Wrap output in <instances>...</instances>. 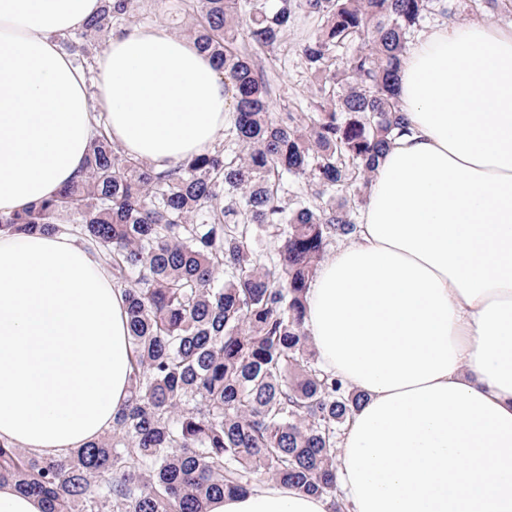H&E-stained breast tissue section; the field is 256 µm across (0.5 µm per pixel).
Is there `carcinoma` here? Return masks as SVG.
I'll list each match as a JSON object with an SVG mask.
<instances>
[{"label": "carcinoma", "instance_id": "carcinoma-1", "mask_svg": "<svg viewBox=\"0 0 512 512\" xmlns=\"http://www.w3.org/2000/svg\"><path fill=\"white\" fill-rule=\"evenodd\" d=\"M193 39L235 100L224 141L156 173L108 138L55 197L0 214V231H69L123 288L130 395L104 437L64 460L0 441V483L45 512H209L267 481L343 512L336 432L365 394L316 367L304 328L308 285L327 246L356 229L377 159L407 131L401 56L428 14L466 0H195ZM133 0H103L81 36L108 33ZM301 12L322 24L301 46L314 111L273 113L249 53L273 48ZM305 197L288 205L281 179ZM277 243L270 264L259 243Z\"/></svg>", "mask_w": 512, "mask_h": 512}]
</instances>
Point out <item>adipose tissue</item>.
Returning a JSON list of instances; mask_svg holds the SVG:
<instances>
[{
	"instance_id": "obj_1",
	"label": "adipose tissue",
	"mask_w": 512,
	"mask_h": 512,
	"mask_svg": "<svg viewBox=\"0 0 512 512\" xmlns=\"http://www.w3.org/2000/svg\"><path fill=\"white\" fill-rule=\"evenodd\" d=\"M100 0H0V213L81 179L97 113L161 172L234 105L194 41L116 30L96 78L59 40ZM408 133L380 157L357 230L309 284L325 371L366 399L340 445L348 512H512V27L442 20L399 66ZM122 289L74 234L0 232V440L42 457L100 439L123 409ZM269 482L209 512H329Z\"/></svg>"
}]
</instances>
